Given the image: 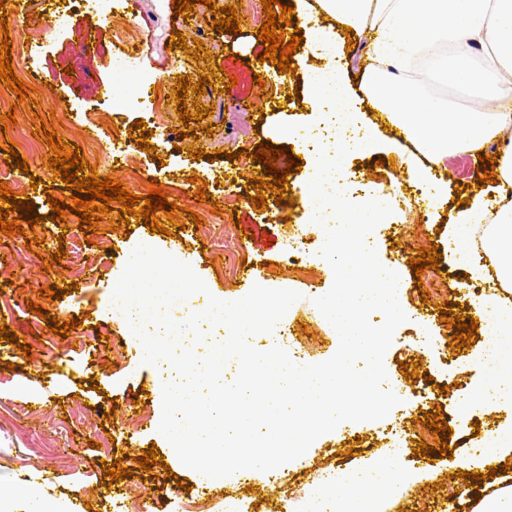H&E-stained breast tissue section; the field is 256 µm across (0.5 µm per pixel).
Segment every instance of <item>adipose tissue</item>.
I'll use <instances>...</instances> for the list:
<instances>
[{"label":"adipose tissue","mask_w":512,"mask_h":512,"mask_svg":"<svg viewBox=\"0 0 512 512\" xmlns=\"http://www.w3.org/2000/svg\"><path fill=\"white\" fill-rule=\"evenodd\" d=\"M298 18L311 36L313 53L327 58L323 69L308 75V94L316 112L335 113L340 127L329 143L326 158L317 160L304 186L306 198L315 200L314 224H350V238H337L336 249L353 253L374 224L380 223L395 197L372 199L354 208L343 201L342 162L377 142L400 153L412 187L424 190L428 207L447 201V186L436 175L444 159L459 151L498 148L496 172L500 189L488 194L473 189L470 203L448 226V252L467 263L474 250H482L487 266L470 265L473 276L492 272L501 286L479 305L498 328L512 330V143L502 134L512 128V0H319L316 11L300 10ZM352 28L366 37L364 95L372 110L381 112L383 125L373 124L360 112L346 72L335 25ZM448 43L439 64L449 80L477 87L493 110L461 112L436 104L409 85L407 58L419 52L432 55L436 45ZM479 360L486 380L475 400L460 403V415L473 404L495 401L512 406V345L481 350ZM512 454V425L492 429L477 451L456 457L458 469L488 473ZM393 458H385L347 478L336 495L333 512H386V500L399 491L391 476Z\"/></svg>","instance_id":"adipose-tissue-1"}]
</instances>
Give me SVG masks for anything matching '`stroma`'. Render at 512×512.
Wrapping results in <instances>:
<instances>
[{
	"label": "stroma",
	"mask_w": 512,
	"mask_h": 512,
	"mask_svg": "<svg viewBox=\"0 0 512 512\" xmlns=\"http://www.w3.org/2000/svg\"><path fill=\"white\" fill-rule=\"evenodd\" d=\"M171 5L172 0H122L119 12L136 29L130 44L102 37L99 17L87 6L71 2L66 6L69 34L63 38L43 29L39 20L24 25L17 16L9 18L14 70L35 93L32 100H19L0 79V112L16 113L15 125L0 134V166L7 163V142H14L29 166L14 170L8 187L18 198H29L45 222L34 228L42 241L36 252L26 249L25 236L0 234V263L8 266L7 274H0V324L32 345V355L26 358L17 346L0 343V482L38 484L57 500L61 512H77L81 504L89 505L90 512H117L118 506L140 507L149 501L176 503L175 512H255L256 503L267 494L264 481L235 474L197 494V477L171 456L158 431L162 400L156 386L163 369L143 363L128 329L111 312L113 288L137 245L148 241L165 251L172 237L183 236L180 261L192 266L215 297L235 301L251 287L244 284L241 271L228 270L224 253L212 245L220 235L232 239L238 255L260 265L264 287L298 294L285 314L291 322L285 349L317 364L339 348L338 334L314 304L334 281L331 266L320 259L326 236L305 229L308 206L298 199L312 157L284 135L288 128L308 131L316 118L310 102L297 99L293 90L253 83L258 54L264 49L254 24L241 23L235 35L221 34L204 22L199 10H192L189 18H177ZM178 31L202 40L208 61L194 60L187 49H169V40ZM126 54L135 55L139 66L160 76L158 116L149 138L153 151L137 148L114 158L112 147L124 145L132 136V123L142 117L136 110H109L101 100L113 82L115 60ZM70 66L83 73V80L67 75ZM210 67L224 68L237 83L226 93L218 81L212 91L198 95V104L208 110L202 121L210 129L184 137V125H173L170 119L176 109L171 78L195 81ZM409 80L454 108L482 106L468 90L445 83L428 66L412 67ZM44 123L57 125L69 146L80 152L98 147V176L117 179L142 196L149 192L150 178H157L168 201L197 212L201 224L174 226L163 234L133 221L123 233L110 231L104 219L100 233L90 235L74 212H67L65 221H53L48 195L64 199L69 192L64 181L54 180L48 164L51 150L35 133ZM264 140L293 148L305 166L289 175L287 201L278 203L270 197L260 209L250 203L256 191L249 182L257 175V164L249 154ZM195 148L207 154L219 150L223 156L213 162L198 160L191 154ZM378 158L375 151L346 157L344 197L356 205L395 191L409 201L408 207L373 225L369 239L403 275L407 320L394 333L384 367L388 388L405 382L409 389L385 418L342 423L316 439L302 460L284 464L285 512H304L318 469L340 465L352 474L386 457L391 428L406 429L412 441L430 440L429 428L417 422L425 413L442 412L453 429L448 446L459 455L479 447L488 431L512 421V411L497 404L476 405L465 417L456 412L457 405L472 398L485 381L477 359L481 338L446 354L415 345L423 335L447 340L454 336V327L440 317V304L452 302V314L463 317L467 305L490 291L488 279L466 277L464 268L448 256L447 234L441 229L457 212V187L472 185L479 176L477 156L461 152L448 157L442 176L450 186L449 201L431 211L415 200L412 188L402 185L401 167L378 165ZM194 175L207 183L209 199L200 204L194 201ZM396 228L401 236H393ZM290 238L303 241L310 256L307 265H292L283 258L281 245ZM432 246L442 255L439 269L415 275L411 258L420 248ZM60 248L65 251L61 263L45 265V257ZM47 285H68L72 292L47 304V314L41 317L28 311L26 302ZM50 316L62 321L77 317L81 326L62 339L49 332ZM407 369L415 371V378H404ZM126 439L141 452L157 448L165 464L112 483L108 497H101L96 488L103 480L102 466L112 463L115 444ZM167 470L172 473L168 479L163 476ZM396 475L401 492L389 499L387 512H442L458 485L447 457L429 458L410 447L400 455Z\"/></svg>",
	"instance_id": "stroma-1"
}]
</instances>
